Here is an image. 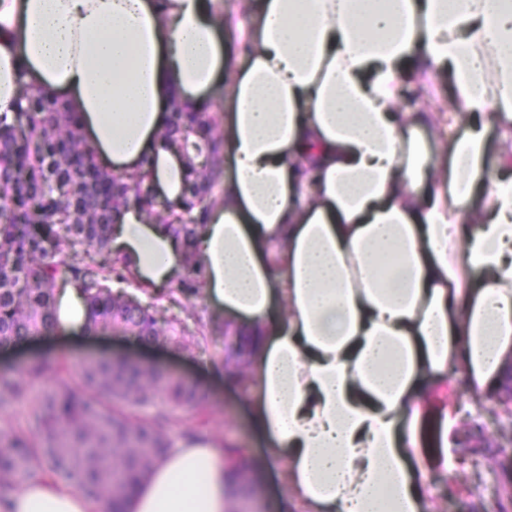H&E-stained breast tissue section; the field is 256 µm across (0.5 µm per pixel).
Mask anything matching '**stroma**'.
<instances>
[{"label": "stroma", "instance_id": "1", "mask_svg": "<svg viewBox=\"0 0 512 512\" xmlns=\"http://www.w3.org/2000/svg\"><path fill=\"white\" fill-rule=\"evenodd\" d=\"M194 355L164 346L144 348L131 335L112 330L92 339L52 340L30 337L17 345L0 347V372L19 374L27 361L44 356L64 362L66 370L51 376V383L68 381L83 358L100 354H124L155 361L178 376L206 386V404L182 412L172 428L173 437L184 430L204 429L225 444L250 449L256 460L269 451L267 440L257 436L250 419V394L246 375L235 381L207 370L211 361L208 337H201ZM456 376H449L438 405L448 412L451 426L448 472L435 488L437 512H512V415L506 414L505 392L492 393L486 405L474 408L461 397Z\"/></svg>", "mask_w": 512, "mask_h": 512}]
</instances>
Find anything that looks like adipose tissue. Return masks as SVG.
<instances>
[{"label":"adipose tissue","mask_w":512,"mask_h":512,"mask_svg":"<svg viewBox=\"0 0 512 512\" xmlns=\"http://www.w3.org/2000/svg\"><path fill=\"white\" fill-rule=\"evenodd\" d=\"M228 21L248 45L234 71ZM410 75L447 76L445 129L399 111ZM25 84L64 96L105 168L148 161L172 200L187 162L159 136L169 107L225 89L229 172L196 267L245 346L266 463L292 512H435L431 387L457 373L479 404L512 375V0H251L228 17L218 0H0V114ZM115 220L142 284L181 274L165 227ZM56 318L55 334L87 333L75 287ZM228 455L213 437L175 442L127 512H224ZM91 510L50 475L0 498V512Z\"/></svg>","instance_id":"obj_1"}]
</instances>
